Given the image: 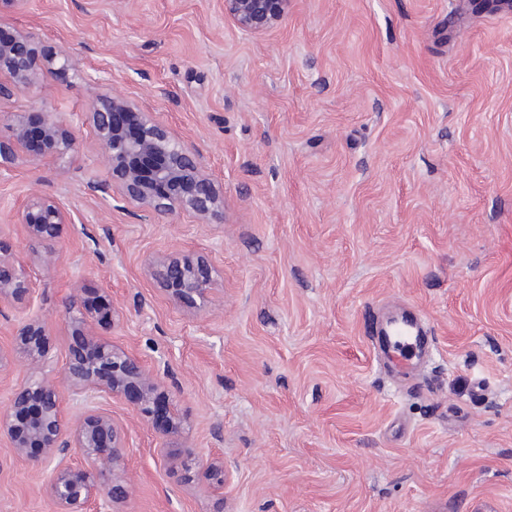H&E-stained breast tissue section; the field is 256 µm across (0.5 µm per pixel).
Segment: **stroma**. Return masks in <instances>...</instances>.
<instances>
[{"label": "stroma", "instance_id": "35a3bbf8", "mask_svg": "<svg viewBox=\"0 0 512 512\" xmlns=\"http://www.w3.org/2000/svg\"><path fill=\"white\" fill-rule=\"evenodd\" d=\"M0 31L81 61L0 103V140L15 112L81 131L75 152L0 165V240L24 250L48 321L40 374L77 422L61 379L80 288L112 311L96 334L157 373L185 423L164 444L110 402L131 485L112 512H512V0H294L260 37L224 0H29ZM112 92L195 149L222 223L87 194L104 167L84 120ZM34 193L75 215L63 263L5 221ZM165 254L210 260L208 305L168 299L148 272ZM400 308L436 345L404 388L367 338ZM186 446L190 481L171 461ZM51 472L0 438V512H54Z\"/></svg>", "mask_w": 512, "mask_h": 512}]
</instances>
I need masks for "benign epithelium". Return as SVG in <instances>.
Here are the masks:
<instances>
[{"label": "benign epithelium", "mask_w": 512, "mask_h": 512, "mask_svg": "<svg viewBox=\"0 0 512 512\" xmlns=\"http://www.w3.org/2000/svg\"><path fill=\"white\" fill-rule=\"evenodd\" d=\"M292 0H224V16L242 32L260 36L282 24ZM79 65L65 47L47 46L28 33L0 42V102L46 76H63ZM107 175L86 182L94 197L119 196L136 203L145 220L194 215L202 224H221L224 186L200 163L197 153L167 124L146 112L123 94L100 98L87 115ZM77 137L66 130L56 112H43L37 128L15 117L13 137L0 140V159L11 160L19 147L30 146L39 157L72 151ZM10 223L24 227L26 239L43 248L44 261L57 264L63 253L54 245L62 224L74 223L60 201L34 195L10 215ZM208 258L194 260L168 254L154 260L151 276L169 298L194 308L206 300L214 282ZM31 275L19 253L0 242V304L32 309ZM66 314L80 340L69 349L62 376L73 395L86 402L78 424L66 419L64 400L56 382L31 378L15 388L0 410V437L9 442L17 458L38 448L43 461L54 463L42 486L55 512H108L107 504L130 495L125 474L126 427L112 417L105 404L113 399L129 402L135 412L151 422L161 438H176L182 422L176 412L159 411L161 382L142 360L94 331L96 313L79 305L72 291ZM47 323L30 314L12 334L8 347H0V369L18 355L32 369L44 363L41 337Z\"/></svg>", "instance_id": "1"}]
</instances>
